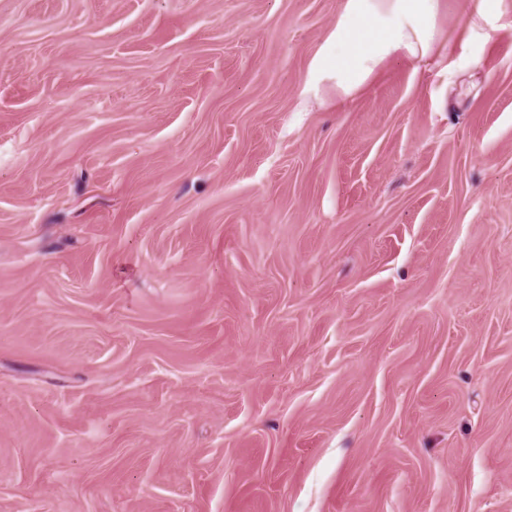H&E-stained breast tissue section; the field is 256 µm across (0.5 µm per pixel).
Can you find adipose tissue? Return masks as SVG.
Wrapping results in <instances>:
<instances>
[{"mask_svg": "<svg viewBox=\"0 0 512 512\" xmlns=\"http://www.w3.org/2000/svg\"><path fill=\"white\" fill-rule=\"evenodd\" d=\"M441 0H344L335 24L313 53L300 87L304 98L326 89L359 94L387 61L420 63L448 53Z\"/></svg>", "mask_w": 512, "mask_h": 512, "instance_id": "adipose-tissue-1", "label": "adipose tissue"}]
</instances>
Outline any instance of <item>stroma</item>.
Instances as JSON below:
<instances>
[{
	"label": "stroma",
	"mask_w": 512,
	"mask_h": 512,
	"mask_svg": "<svg viewBox=\"0 0 512 512\" xmlns=\"http://www.w3.org/2000/svg\"><path fill=\"white\" fill-rule=\"evenodd\" d=\"M340 3L0 0V512H512V0ZM442 0H344L336 23L313 53L302 98L333 89L340 99L359 94L387 61L419 63L448 56Z\"/></svg>",
	"instance_id": "1"
}]
</instances>
